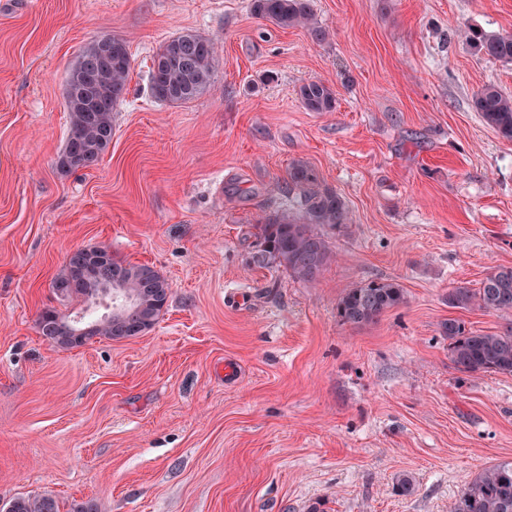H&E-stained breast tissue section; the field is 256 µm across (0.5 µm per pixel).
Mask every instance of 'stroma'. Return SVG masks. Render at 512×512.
I'll use <instances>...</instances> for the list:
<instances>
[{"mask_svg":"<svg viewBox=\"0 0 512 512\" xmlns=\"http://www.w3.org/2000/svg\"><path fill=\"white\" fill-rule=\"evenodd\" d=\"M313 9L320 44L250 0H0V502L453 512L477 473L512 461V376L459 371L439 333L451 317L480 333L512 322L447 302L512 266V141L472 108L489 83L512 96V63L462 35L512 33V0ZM185 31L220 40L212 87L158 102L152 56ZM106 37L127 45L128 91L108 149L65 172L66 79ZM310 81L334 111L303 107ZM298 160L353 216L325 230L335 258L313 284L253 262L258 224L299 210ZM93 246L153 266L169 306L144 335L63 350L36 320L83 310L52 282ZM380 280L405 303L343 322L344 289ZM299 98L310 112H331L336 108L335 93L322 82L311 81L299 87Z\"/></svg>","mask_w":512,"mask_h":512,"instance_id":"1","label":"stroma"}]
</instances>
